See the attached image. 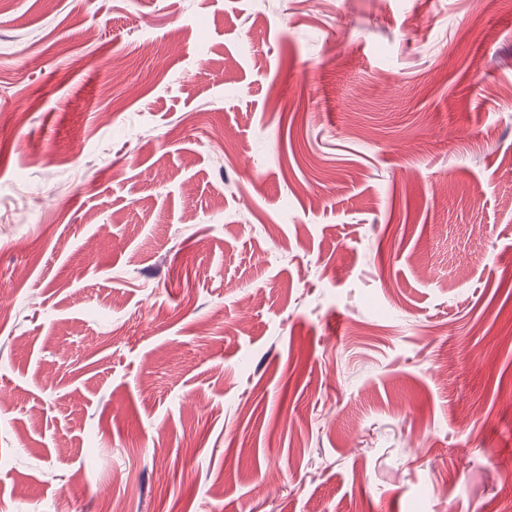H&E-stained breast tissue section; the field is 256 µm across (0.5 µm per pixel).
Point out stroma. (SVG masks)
I'll return each mask as SVG.
<instances>
[{"label":"stroma","instance_id":"stroma-1","mask_svg":"<svg viewBox=\"0 0 512 512\" xmlns=\"http://www.w3.org/2000/svg\"><path fill=\"white\" fill-rule=\"evenodd\" d=\"M0 216V512L512 507V0H0Z\"/></svg>","mask_w":512,"mask_h":512}]
</instances>
